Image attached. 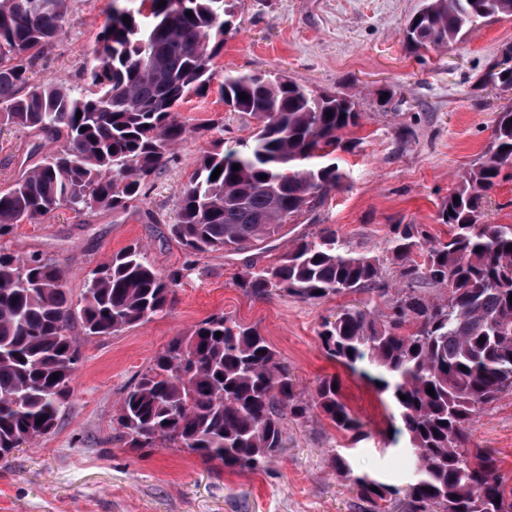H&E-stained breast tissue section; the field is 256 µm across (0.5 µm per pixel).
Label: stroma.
Wrapping results in <instances>:
<instances>
[{"instance_id": "35a3bbf8", "label": "stroma", "mask_w": 512, "mask_h": 512, "mask_svg": "<svg viewBox=\"0 0 512 512\" xmlns=\"http://www.w3.org/2000/svg\"><path fill=\"white\" fill-rule=\"evenodd\" d=\"M235 28L216 58L218 71L279 72L320 91L353 97L361 114L359 142L340 153L346 186L332 193L319 221L356 251L383 246L390 224L404 220L445 234L437 207L488 148L494 112L512 105V91L484 85L489 64L512 43V17L490 20L465 42L413 51L403 30L423 0H233ZM112 0H71L52 51L33 83L51 78L83 85L97 33ZM192 132L177 157L152 181L144 202L121 211L75 216L61 209L36 224L18 225L0 246L64 268L80 293L90 272L137 245L161 274L182 271L166 315L112 336L81 338L72 395L55 430L0 459V512H368L331 458L399 487L411 479L403 440L388 432L391 409L373 383L327 356L318 331L347 306L375 305L369 293L303 301L285 294L257 300L238 286L239 256L225 251L187 256L167 230L181 188L212 140L251 136L256 121L227 111L220 80L179 109ZM410 127L399 143L395 129ZM24 132L0 129V191L23 159L38 162ZM154 221H147L145 211ZM224 314L258 325L288 366L303 397L336 378L340 395L363 425L351 442L319 410L285 421L286 448L267 469L229 471L174 448L132 449L115 419L124 392L152 358L198 322ZM469 445L490 452L512 498V393L488 405L469 430Z\"/></svg>"}]
</instances>
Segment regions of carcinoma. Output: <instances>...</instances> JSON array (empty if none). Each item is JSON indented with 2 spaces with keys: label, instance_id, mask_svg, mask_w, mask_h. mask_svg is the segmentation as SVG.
I'll return each mask as SVG.
<instances>
[{
  "label": "carcinoma",
  "instance_id": "cac0c4a2",
  "mask_svg": "<svg viewBox=\"0 0 512 512\" xmlns=\"http://www.w3.org/2000/svg\"><path fill=\"white\" fill-rule=\"evenodd\" d=\"M159 2L112 0L83 91L55 80L30 83L70 0H0V127L30 134L32 151L42 153L0 191V239L60 208L125 210L144 201L147 185L173 160L188 133L176 108L219 76L214 60L234 12L230 0ZM510 16L512 0H425L404 41L446 48ZM483 81L512 91V45ZM222 89L224 105L255 117L257 130L227 148L216 139L203 152L178 196L170 236L191 256H244L239 287L254 298H383L385 310L346 307L318 332L328 356L379 385L398 422L394 433L415 450L404 490L334 456L370 512H384L383 503L400 494L407 512H512L494 460L467 446L470 425L512 392V224L480 223L484 196L512 178V106L495 113L490 146L440 202L446 236L430 235L424 224H394L375 254L349 248L324 224L294 236L277 263L259 268L252 255L302 222H317L329 195L345 186L336 152L358 143L360 113L350 96L287 76L226 73ZM178 279L160 275L134 245L93 271L75 297L58 265L0 247V457L55 428L81 360L79 336H112L166 314ZM431 289L438 295L429 297ZM333 383L320 381L311 401L303 400L259 328L221 313L169 342L125 393L117 420L132 448H184L226 469L256 471L282 452L284 420L314 407L337 430L361 434Z\"/></svg>",
  "mask_w": 512,
  "mask_h": 512
}]
</instances>
